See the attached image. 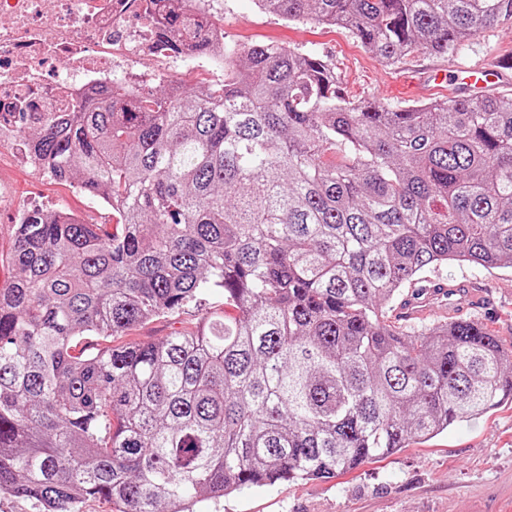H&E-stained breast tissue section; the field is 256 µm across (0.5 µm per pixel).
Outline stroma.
I'll use <instances>...</instances> for the list:
<instances>
[{
    "label": "stroma",
    "instance_id": "obj_1",
    "mask_svg": "<svg viewBox=\"0 0 512 512\" xmlns=\"http://www.w3.org/2000/svg\"><path fill=\"white\" fill-rule=\"evenodd\" d=\"M209 13L224 29L225 44L243 47L274 44L327 59L349 96L385 107H407L468 96L464 87H436L435 70L474 67L492 57L512 54V21L480 30L470 42L445 55L418 52L394 65L342 28L293 22L259 9L255 0H212ZM151 76L152 90L171 82L192 87L223 84L224 73L205 58L180 62L169 58L136 63ZM0 192L9 204L0 208V283L17 274L10 260L13 228L11 203L46 211H74L88 224L113 225L117 214L90 197L78 181L59 182L19 166L10 152L0 153ZM426 279H465L473 283L481 307L467 309L472 320L487 324L512 341V269L448 264L427 271ZM209 312L228 316L224 291L214 288L200 304L138 324L123 335L86 336L79 349L89 351L129 343H157L174 331L195 329ZM199 512H512V401L480 419L452 425L425 443H413L378 461H367L350 474L333 479H295L246 487L230 496L209 499Z\"/></svg>",
    "mask_w": 512,
    "mask_h": 512
}]
</instances>
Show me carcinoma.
Instances as JSON below:
<instances>
[{"instance_id": "cac0c4a2", "label": "carcinoma", "mask_w": 512, "mask_h": 512, "mask_svg": "<svg viewBox=\"0 0 512 512\" xmlns=\"http://www.w3.org/2000/svg\"><path fill=\"white\" fill-rule=\"evenodd\" d=\"M160 38L213 51L190 0ZM348 29L385 64L445 55L512 0H255ZM18 128L55 180L121 231L32 211L0 288V491L40 512H117L331 479L512 399V345L467 318L415 334L385 308L421 272L512 268V93L385 108L348 100L321 57L224 47V84L115 82ZM224 290L227 319L85 356Z\"/></svg>"}]
</instances>
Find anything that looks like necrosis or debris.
Here are the masks:
<instances>
[{"mask_svg":"<svg viewBox=\"0 0 512 512\" xmlns=\"http://www.w3.org/2000/svg\"><path fill=\"white\" fill-rule=\"evenodd\" d=\"M163 50L149 0H0V147L42 169L17 132L16 113L43 124Z\"/></svg>","mask_w":512,"mask_h":512,"instance_id":"4bbe7bcc","label":"necrosis or debris"}]
</instances>
